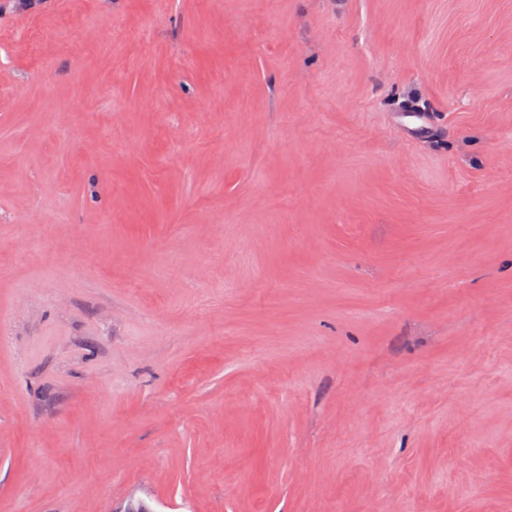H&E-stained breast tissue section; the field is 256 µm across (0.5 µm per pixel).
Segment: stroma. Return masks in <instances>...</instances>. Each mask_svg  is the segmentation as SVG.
I'll return each instance as SVG.
<instances>
[{
  "instance_id": "35a3bbf8",
  "label": "stroma",
  "mask_w": 512,
  "mask_h": 512,
  "mask_svg": "<svg viewBox=\"0 0 512 512\" xmlns=\"http://www.w3.org/2000/svg\"><path fill=\"white\" fill-rule=\"evenodd\" d=\"M132 499L512 512V0L0 11V512Z\"/></svg>"
}]
</instances>
